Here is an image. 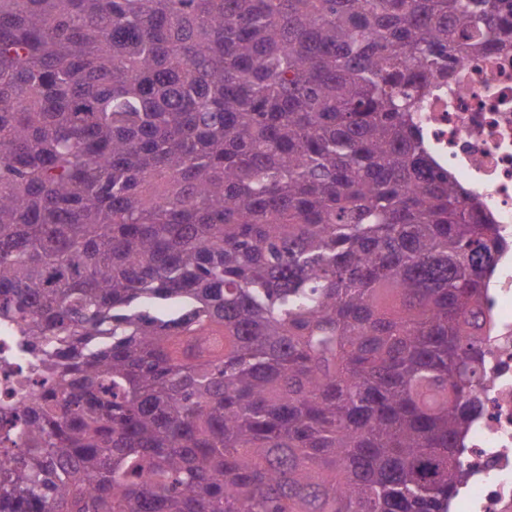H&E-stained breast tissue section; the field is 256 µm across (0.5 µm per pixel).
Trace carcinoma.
<instances>
[{
	"label": "carcinoma",
	"mask_w": 512,
	"mask_h": 512,
	"mask_svg": "<svg viewBox=\"0 0 512 512\" xmlns=\"http://www.w3.org/2000/svg\"><path fill=\"white\" fill-rule=\"evenodd\" d=\"M512 0H0V512H448L507 244L413 118ZM42 387V380L30 372L19 331L0 321V407L28 400Z\"/></svg>",
	"instance_id": "carcinoma-1"
}]
</instances>
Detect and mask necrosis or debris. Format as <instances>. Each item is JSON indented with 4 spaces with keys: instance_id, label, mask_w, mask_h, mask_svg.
Listing matches in <instances>:
<instances>
[{
    "instance_id": "4bbe7bcc",
    "label": "necrosis or debris",
    "mask_w": 512,
    "mask_h": 512,
    "mask_svg": "<svg viewBox=\"0 0 512 512\" xmlns=\"http://www.w3.org/2000/svg\"><path fill=\"white\" fill-rule=\"evenodd\" d=\"M417 127L434 163L465 185L512 243V55L458 67L418 113ZM481 312L482 408L461 439L467 475L450 512H512V246L496 257ZM41 387L18 330L0 322V406Z\"/></svg>"
}]
</instances>
